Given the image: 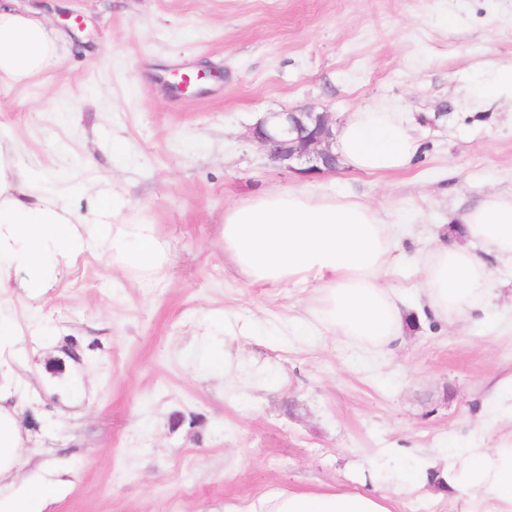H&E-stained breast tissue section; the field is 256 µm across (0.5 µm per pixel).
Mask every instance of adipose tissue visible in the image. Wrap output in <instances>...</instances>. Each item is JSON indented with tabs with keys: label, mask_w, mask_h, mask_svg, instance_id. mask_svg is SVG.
<instances>
[{
	"label": "adipose tissue",
	"mask_w": 512,
	"mask_h": 512,
	"mask_svg": "<svg viewBox=\"0 0 512 512\" xmlns=\"http://www.w3.org/2000/svg\"><path fill=\"white\" fill-rule=\"evenodd\" d=\"M65 33L20 0H0V84L51 72ZM409 112L379 105L350 113L336 127L335 151L350 169L383 174L405 169L422 149ZM112 200L98 194L92 217L73 212L53 189L32 193L9 149L0 146V290L19 280L42 293L76 258L96 252L124 270L152 274L169 259L151 224H113ZM457 236L416 256L424 301L447 323L483 310L491 264L512 261V195L490 194L459 218ZM400 249L399 228L366 204L300 188L266 193L224 213V250L251 284L313 286V323L366 353L384 354L402 336L401 295L385 279ZM11 370L0 366V479L16 476L23 445ZM481 430L492 446L464 449L444 482L465 497L467 512H512V375L484 401ZM392 495L331 484L270 492L224 512H394Z\"/></svg>",
	"instance_id": "obj_1"
}]
</instances>
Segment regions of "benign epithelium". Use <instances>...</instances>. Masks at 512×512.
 <instances>
[{"label": "benign epithelium", "instance_id": "1", "mask_svg": "<svg viewBox=\"0 0 512 512\" xmlns=\"http://www.w3.org/2000/svg\"><path fill=\"white\" fill-rule=\"evenodd\" d=\"M273 126L263 121L253 130V137L266 146L271 158L291 172L314 177L336 170L332 151L335 122L328 113L311 107L288 112H272Z\"/></svg>", "mask_w": 512, "mask_h": 512}]
</instances>
